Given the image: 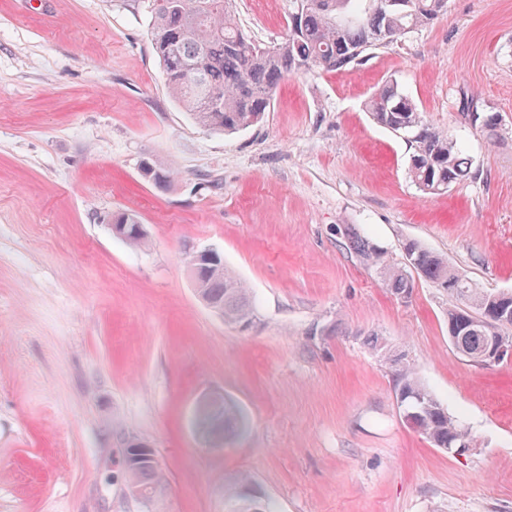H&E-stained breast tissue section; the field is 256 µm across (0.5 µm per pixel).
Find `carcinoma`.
<instances>
[{"label": "carcinoma", "mask_w": 512, "mask_h": 512, "mask_svg": "<svg viewBox=\"0 0 512 512\" xmlns=\"http://www.w3.org/2000/svg\"><path fill=\"white\" fill-rule=\"evenodd\" d=\"M307 5L288 17V32L273 46L248 37L236 19L232 0H152L150 35L171 98L197 125L234 133L260 122L271 111L273 94L287 76L311 70L343 71L364 61L373 50L431 24L446 12L447 0H403L390 9L385 0H295ZM380 126L406 137L412 153L407 171L425 194H440L474 176L472 164L448 132L424 121L415 101L389 81L367 102ZM146 176L160 187L171 184L173 168L153 160ZM347 249L374 267L397 297L412 293V273L446 291L452 266L415 240L403 243L404 266L390 264L358 229H344ZM193 281L200 300L224 318L244 325L253 319L250 289L224 266L223 259L201 264ZM459 303L448 308V331L456 349L472 357L489 329L479 324L492 292L466 281ZM397 400L414 416L416 432L437 448H467L474 438L418 380L410 368L397 378ZM195 424L204 434L227 440L247 428V418L225 402L200 408ZM129 487L145 496L162 481L157 462L144 460L126 468ZM249 478L224 492L225 512H273L248 490Z\"/></svg>", "instance_id": "carcinoma-1"}]
</instances>
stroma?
I'll return each mask as SVG.
<instances>
[{
    "label": "stroma",
    "mask_w": 512,
    "mask_h": 512,
    "mask_svg": "<svg viewBox=\"0 0 512 512\" xmlns=\"http://www.w3.org/2000/svg\"><path fill=\"white\" fill-rule=\"evenodd\" d=\"M235 7L271 46L293 0ZM150 21L151 0H0V512H224L244 475L278 512H512V360L468 362L454 297L418 275L401 302L343 237L395 263L416 240L512 292V0H448L359 65L288 76L226 135L171 100ZM391 80L473 178L432 196L409 180L408 143L366 110ZM476 113L500 116L498 141ZM146 158L176 169L168 187ZM120 213L145 246L113 236ZM203 249L251 289L248 328L199 300ZM405 363L472 448L405 422ZM205 393L248 419L220 448L196 429ZM130 440L164 474L151 498L128 490Z\"/></svg>",
    "instance_id": "1"
}]
</instances>
